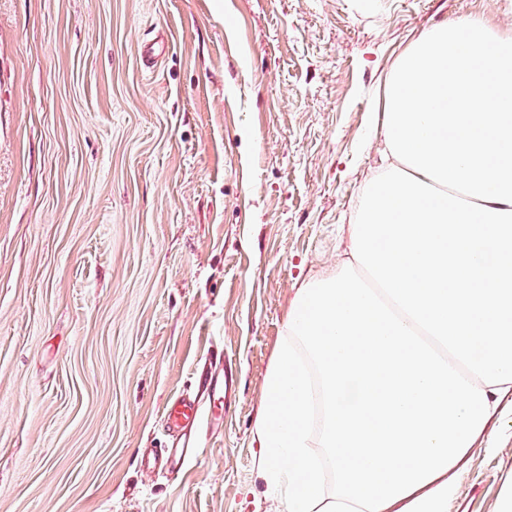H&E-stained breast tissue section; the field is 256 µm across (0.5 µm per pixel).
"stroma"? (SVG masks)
Masks as SVG:
<instances>
[{"instance_id":"stroma-1","label":"stroma","mask_w":512,"mask_h":512,"mask_svg":"<svg viewBox=\"0 0 512 512\" xmlns=\"http://www.w3.org/2000/svg\"><path fill=\"white\" fill-rule=\"evenodd\" d=\"M512 0H0V512H276L254 428L423 31ZM196 395L179 472L164 409ZM447 512H500L512 424Z\"/></svg>"}]
</instances>
